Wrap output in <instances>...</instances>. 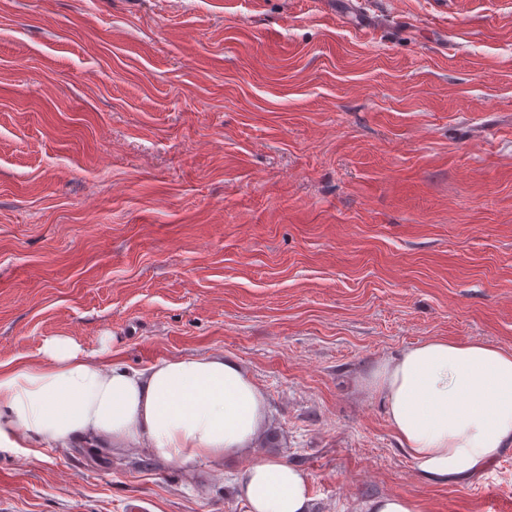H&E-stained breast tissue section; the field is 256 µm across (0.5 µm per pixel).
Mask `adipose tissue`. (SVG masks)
<instances>
[{
  "mask_svg": "<svg viewBox=\"0 0 512 512\" xmlns=\"http://www.w3.org/2000/svg\"><path fill=\"white\" fill-rule=\"evenodd\" d=\"M40 356L0 364V443L83 438L167 462H221L255 448L269 422L265 393L230 356L130 371L66 337L47 340ZM365 384L425 482L466 480L512 446V352L430 339L379 362ZM236 488L250 512L311 509L308 475L282 461L252 460Z\"/></svg>",
  "mask_w": 512,
  "mask_h": 512,
  "instance_id": "1",
  "label": "adipose tissue"
}]
</instances>
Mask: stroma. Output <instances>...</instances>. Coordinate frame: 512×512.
<instances>
[{
    "label": "stroma",
    "instance_id": "1",
    "mask_svg": "<svg viewBox=\"0 0 512 512\" xmlns=\"http://www.w3.org/2000/svg\"><path fill=\"white\" fill-rule=\"evenodd\" d=\"M233 356L312 512H512L424 482L361 380L512 351V0H0V364ZM0 446V512H248L246 456ZM366 512H420V510L405 496L391 495L372 500Z\"/></svg>",
    "mask_w": 512,
    "mask_h": 512
}]
</instances>
